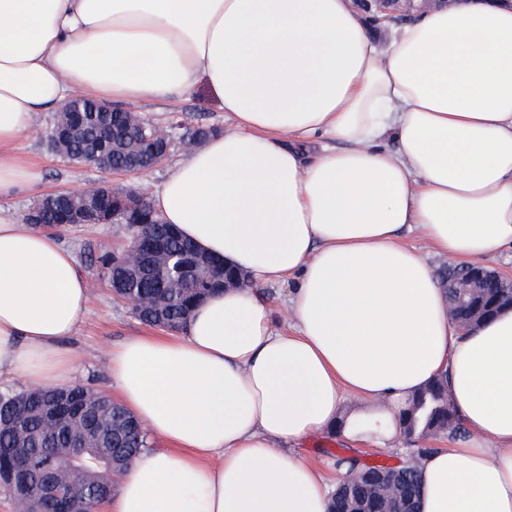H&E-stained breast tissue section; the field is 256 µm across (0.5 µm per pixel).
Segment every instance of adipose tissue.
<instances>
[{
	"instance_id": "obj_1",
	"label": "adipose tissue",
	"mask_w": 512,
	"mask_h": 512,
	"mask_svg": "<svg viewBox=\"0 0 512 512\" xmlns=\"http://www.w3.org/2000/svg\"><path fill=\"white\" fill-rule=\"evenodd\" d=\"M204 89L229 126L154 207L248 275L178 334L109 350L121 405L161 442L107 512H329L293 450L341 430L395 448L446 376L467 441L420 461V512H512V308L455 334L420 230L466 265L512 247V0H431L378 49L354 0H0V199L39 182L16 144L91 91L129 106ZM293 282L276 326L261 287ZM89 302L55 234L0 214V378L62 387ZM349 398L385 426H339ZM405 243L409 246L415 247L423 255L427 257L430 263L436 268L437 272L440 273L444 269H448L450 266H457L456 261L447 256H436L431 253L428 249L427 242L419 231H413L407 234Z\"/></svg>"
}]
</instances>
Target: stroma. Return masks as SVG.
Segmentation results:
<instances>
[{
	"label": "stroma",
	"instance_id": "1",
	"mask_svg": "<svg viewBox=\"0 0 512 512\" xmlns=\"http://www.w3.org/2000/svg\"><path fill=\"white\" fill-rule=\"evenodd\" d=\"M141 116L157 124H175L176 135H192L205 128L216 132L224 129V114L203 91L170 102H152L139 106ZM53 110L36 116V133L21 141L20 152L27 154L38 165L41 180L37 188L22 187L12 197L0 203V211L21 218L44 195L88 184L109 181L113 188L128 192L153 195L165 181L168 171L183 154L174 148L167 160L144 174H104L84 167L52 152L46 145L44 131L53 118ZM60 242L74 254L77 268L90 288L89 311L75 335L63 340L62 345L76 358L74 384L94 383L104 392H111V376L106 357L107 350L124 340L146 333L147 325L138 321L129 305L112 296L106 280L99 277L90 258L102 251L121 250L130 239V230L124 224H79L59 231ZM296 452L304 461L314 465L328 480H335L334 454L357 457L365 463L379 458H390L387 449H359L335 433L309 438L297 446Z\"/></svg>",
	"mask_w": 512,
	"mask_h": 512
}]
</instances>
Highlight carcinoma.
I'll list each match as a JSON object with an SVG mask.
<instances>
[{"instance_id": "carcinoma-1", "label": "carcinoma", "mask_w": 512, "mask_h": 512, "mask_svg": "<svg viewBox=\"0 0 512 512\" xmlns=\"http://www.w3.org/2000/svg\"><path fill=\"white\" fill-rule=\"evenodd\" d=\"M139 113L130 109L121 112H85L78 120L73 115L56 113L46 130L49 149L67 159L81 163L83 158L100 148L96 158L105 164H121L129 154H141L150 149V144L138 141L123 149L112 148V127L122 128L135 121ZM69 207H87L97 214L91 223L97 224L102 217L112 215V189L99 188L90 203L76 197H66ZM38 219L31 225L38 229L64 230L61 213L56 207L38 201L34 206ZM145 235L143 254L146 263L141 269L130 273L128 295L132 300V312L142 323L157 325L156 315H161L167 329H180L196 302L210 292L219 289L215 277L218 270L211 258L199 259L197 247L185 239L178 229L166 223L147 224L142 228ZM179 253L189 261L193 270L174 278L163 265L161 255ZM116 254L105 251L95 258L97 274L108 280L117 270ZM446 380L438 377L418 392L410 407L402 413L400 423L407 437H420L425 432L457 437L463 434L456 412L448 400ZM73 403L82 408L78 417L67 416V423L77 427L91 421L101 432V441L94 453H80L71 448V438L60 431L52 434L41 418L39 411L18 417L17 404L27 397L34 404L53 393V389L30 391L23 388L0 389V421L19 418L15 426L0 427V472L11 470V462L20 457L40 456L47 462L63 460L64 487L69 489L74 512H95L101 504L99 497L92 495L90 487L112 496L113 470L122 471L136 454L152 447L147 429L131 426L135 419L121 409L103 408L98 395L91 386H73ZM431 452L427 447L407 449L401 458L402 465L367 464L347 455L336 454V466L347 468L343 483L338 488L330 512H388L387 502L378 494L377 476L396 473L395 482L400 489L398 508L404 512H418L417 494L421 481L420 457ZM32 485L31 499L35 512H52L54 504L44 499L37 488V474H20Z\"/></svg>"}]
</instances>
